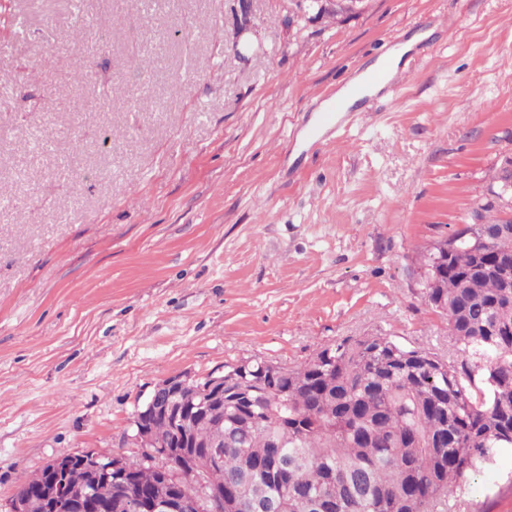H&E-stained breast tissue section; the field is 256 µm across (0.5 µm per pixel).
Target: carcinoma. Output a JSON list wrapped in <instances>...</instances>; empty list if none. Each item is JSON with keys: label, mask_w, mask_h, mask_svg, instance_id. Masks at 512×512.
I'll return each mask as SVG.
<instances>
[{"label": "carcinoma", "mask_w": 512, "mask_h": 512, "mask_svg": "<svg viewBox=\"0 0 512 512\" xmlns=\"http://www.w3.org/2000/svg\"><path fill=\"white\" fill-rule=\"evenodd\" d=\"M495 193L483 205L488 226L457 230L452 252L417 259L422 299L471 357L376 335L343 338L293 367L226 365L224 400L191 418L186 436L151 403L137 411L161 457L144 448L123 460L124 473L100 485L107 512L164 490L201 501L220 490L224 512H249L258 499L279 512H448L449 489L512 448V237L497 232ZM221 427L216 466L202 445ZM47 488L44 468L22 484L31 512H53Z\"/></svg>", "instance_id": "1"}]
</instances>
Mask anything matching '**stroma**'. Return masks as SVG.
I'll return each instance as SVG.
<instances>
[{
  "label": "stroma",
  "mask_w": 512,
  "mask_h": 512,
  "mask_svg": "<svg viewBox=\"0 0 512 512\" xmlns=\"http://www.w3.org/2000/svg\"><path fill=\"white\" fill-rule=\"evenodd\" d=\"M239 16V0H0V512L54 457L138 458L135 413L167 378L296 366L348 336L451 347L417 256L512 157V0ZM84 20L106 40L72 47ZM422 31L387 94L307 136ZM148 49L161 64L137 74ZM463 491L471 512H512V448ZM428 37L427 32L420 33L415 35L410 41H408L404 49L400 51H390L387 54L379 57L375 63L370 65L365 71L376 69L381 71L387 80L391 79L393 75L396 73L403 53L412 49V47L422 39ZM365 71L361 72L357 76H355L350 82L346 85L342 86L341 89L336 94V100L340 101L343 105L344 110H348L350 106H352L359 98L357 95L352 93V88L354 86H361L363 88V93L365 96H371L376 94L383 86H375L371 83H367V74H364ZM362 93V94H363ZM335 102L332 104L331 109L328 112H322L321 122L323 125H330L336 123V111L341 109V104Z\"/></svg>",
  "instance_id": "obj_1"
}]
</instances>
